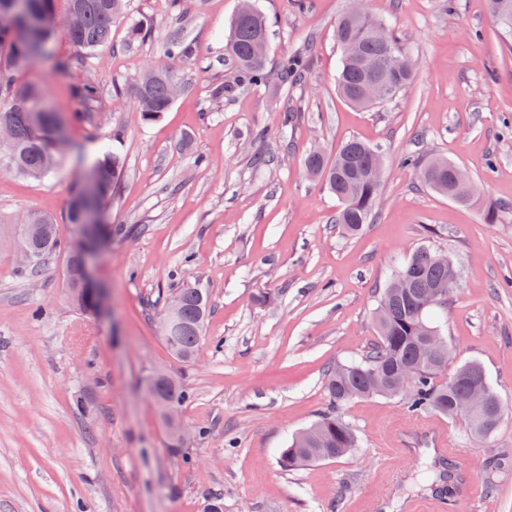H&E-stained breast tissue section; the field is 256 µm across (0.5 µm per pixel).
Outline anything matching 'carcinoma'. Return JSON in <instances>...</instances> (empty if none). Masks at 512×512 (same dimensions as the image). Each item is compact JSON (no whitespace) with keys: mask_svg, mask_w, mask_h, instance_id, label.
Wrapping results in <instances>:
<instances>
[{"mask_svg":"<svg viewBox=\"0 0 512 512\" xmlns=\"http://www.w3.org/2000/svg\"><path fill=\"white\" fill-rule=\"evenodd\" d=\"M55 0H14V10L29 31V39L17 43L9 34L0 32V97L10 98L7 106H0V116L9 114L13 129L12 140L0 144L13 170L20 176L38 179L58 165V158L42 149L54 141L61 119L56 113L40 115L37 103L39 90L30 89L31 101L22 109L14 108L19 93L13 90V74L33 58L53 55L57 35L54 21ZM68 7L83 6V22L76 29H64L62 35L75 52L55 58V70L67 74L84 64L85 56L110 44L112 22L121 8L108 10L107 0H67ZM491 19L499 25L506 40L512 39V0H488ZM384 24L364 11L356 17L344 13L336 22L335 38L338 47L344 42L354 46V53H341L337 89L348 103L370 108L376 105L368 97V86L385 84L392 94L408 88L414 80L415 66L403 52L400 41L392 31L387 40L374 37ZM271 39L273 31L258 9L249 15L235 14L229 24L225 39V54L235 63L237 72L230 84L214 89L217 99H224L247 86L262 84L270 79L266 59L258 57L261 37ZM189 54V45L180 35H175L166 46L167 57L175 62ZM307 66L303 54L282 58L276 73L283 87L302 78ZM172 77L163 72H153L151 77L134 91L135 98H145L148 105L140 106L142 120L157 119L172 105ZM74 96L82 104L77 118L85 123L96 120L95 103L97 87L87 81L73 87ZM376 148L357 139L344 142L333 159L310 153L304 159V168L313 178L322 181L331 194L339 200L341 208L336 213V223L344 233L357 234L368 222L375 207L381 184L373 182L367 169L370 155ZM406 163L419 167L421 180L435 193L447 196L462 205L470 204L475 196L474 185L457 186L452 171L457 163L446 158H434L423 164L406 158ZM124 162L119 154L108 151L96 159L92 169L96 172V204L112 198L122 174ZM68 222L75 238L64 241L58 225L35 216L23 224L18 239L22 246L32 247L33 256L26 268L33 270L52 254L65 255V270L75 267L76 246L79 240L80 221L73 211H68ZM439 253L422 245L395 272L388 286L379 293L375 320L378 340L360 358L348 361L324 376V390L332 411L320 416L311 426L295 435L279 456V466L285 471L299 469L311 463L334 460L336 452L348 455L359 447V437L354 426L337 412L356 400L372 397L396 399L412 416H435L448 420H462L469 432L486 440L500 425L505 410L495 413L500 398L494 388H489V404L483 409L473 405L469 398L472 382L486 373L477 361H469L448 372L451 348L442 350L444 362L435 361L429 336L422 326L436 327L435 314L448 300V265L438 259ZM77 276L66 279L72 302L80 307H90L94 300L85 289L75 284ZM443 293L440 303L422 306L421 297L434 291ZM181 298V317L172 334L164 343L180 362L188 364L194 350L201 345L205 320L210 310V297L206 289L196 283H186L173 288L166 299ZM155 388L158 399L184 407L191 398L181 379L166 384L148 381Z\"/></svg>","mask_w":512,"mask_h":512,"instance_id":"carcinoma-1","label":"carcinoma"}]
</instances>
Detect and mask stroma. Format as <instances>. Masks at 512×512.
Instances as JSON below:
<instances>
[{"mask_svg":"<svg viewBox=\"0 0 512 512\" xmlns=\"http://www.w3.org/2000/svg\"><path fill=\"white\" fill-rule=\"evenodd\" d=\"M274 37L269 69L299 52L308 69L292 89L277 80L217 100L232 80L224 29L239 0H128L111 44L68 76L49 59L14 73L38 86L80 143L39 181L0 158V512H201L211 493L224 512H408L435 498L424 476L440 463L425 448L384 465L383 432L404 421L398 400L356 401L342 413L361 446L335 461L284 471L282 448L329 407V366L364 354L377 337V294L418 246L447 252L460 276L443 310L455 362L474 360L509 414L490 440L464 422L448 434L468 467L449 512H512V47L487 0H256ZM384 19L415 61L412 86L371 109L337 93V18L354 4ZM143 28L144 37L131 36ZM193 46L170 62L173 34ZM171 67L180 92L142 122L130 85ZM100 92L94 124L72 87ZM126 89L115 97V86ZM358 139L381 150L379 200L355 235L336 224L339 201L307 177L314 147L335 154ZM125 160L106 214L114 233L97 275L107 317L73 306L62 255L22 267L13 230L32 214L70 236L74 174L102 146ZM273 158L257 167V157ZM463 166L486 204L432 192L406 157ZM198 282L210 296L197 361L166 348L158 313L168 290ZM178 375L197 430L188 457L174 454L147 391L150 375Z\"/></svg>","mask_w":512,"mask_h":512,"instance_id":"1","label":"stroma"}]
</instances>
